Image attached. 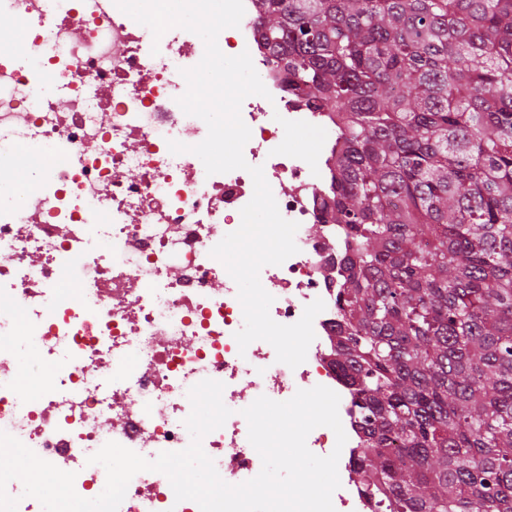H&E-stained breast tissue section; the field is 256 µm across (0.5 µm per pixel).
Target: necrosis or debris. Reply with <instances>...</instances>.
Segmentation results:
<instances>
[{
  "label": "necrosis or debris",
  "mask_w": 512,
  "mask_h": 512,
  "mask_svg": "<svg viewBox=\"0 0 512 512\" xmlns=\"http://www.w3.org/2000/svg\"><path fill=\"white\" fill-rule=\"evenodd\" d=\"M243 4L239 27L217 43L228 56L249 52L269 92L241 106L251 130L244 158L263 167L281 215L299 224L298 253L262 268L260 281L277 323L297 322L315 299L325 303L295 368L277 362L265 341L239 349L238 288L210 255L241 224L250 174L210 175L197 156L169 150V141L195 145L208 132L177 103L183 70L203 57L202 39L173 28L152 41L114 0H0V15L21 19L27 49L23 66L0 49V431L75 473L86 499L105 488V469L88 461L105 443L149 460L189 445L188 391L205 379L223 383L227 405L244 391L285 401L306 383L328 387L340 397L344 461L355 452L357 428L331 355L339 270L326 187L336 144L325 142L312 164L291 139L330 118L288 91L254 26L253 0ZM21 146L51 154L18 199L6 188L16 182L10 156ZM21 363L36 371V390L19 392ZM202 447L231 484L261 465L237 410ZM118 512L200 509L176 501L164 474L143 471Z\"/></svg>",
  "instance_id": "obj_1"
}]
</instances>
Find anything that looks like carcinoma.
<instances>
[{
  "label": "carcinoma",
  "mask_w": 512,
  "mask_h": 512,
  "mask_svg": "<svg viewBox=\"0 0 512 512\" xmlns=\"http://www.w3.org/2000/svg\"><path fill=\"white\" fill-rule=\"evenodd\" d=\"M336 121V373L373 512H512V0H254Z\"/></svg>",
  "instance_id": "1"
}]
</instances>
